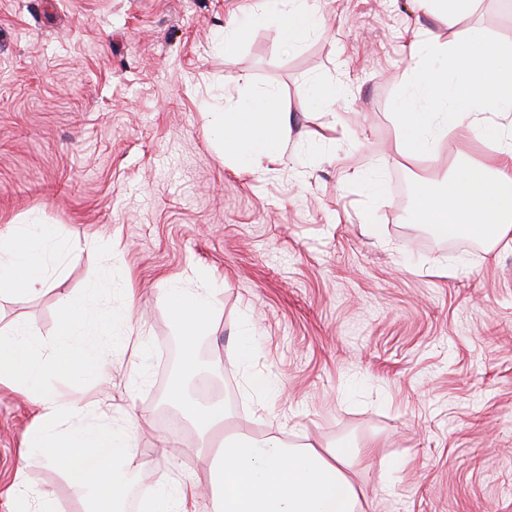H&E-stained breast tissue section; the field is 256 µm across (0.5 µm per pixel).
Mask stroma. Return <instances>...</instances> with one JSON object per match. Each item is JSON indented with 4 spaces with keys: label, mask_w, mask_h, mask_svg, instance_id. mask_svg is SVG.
Returning a JSON list of instances; mask_svg holds the SVG:
<instances>
[{
    "label": "stroma",
    "mask_w": 512,
    "mask_h": 512,
    "mask_svg": "<svg viewBox=\"0 0 512 512\" xmlns=\"http://www.w3.org/2000/svg\"><path fill=\"white\" fill-rule=\"evenodd\" d=\"M248 2L0 0V225L34 220L81 245L55 290L0 297V328L24 322L50 344L64 294L117 268L118 312L134 288L133 321L115 328L131 357L144 334L153 361L133 384L112 373V421L133 417L145 473L123 512L205 467L166 402L177 329L160 300L200 272L216 293L198 355L221 372L189 394L223 399L225 432L374 446L350 471L364 512H512V241L463 249L413 217L420 178L461 154L496 162L478 142L407 157L396 123L414 33L512 39V8L467 0L450 28L414 0H321L324 33L291 47L276 20L248 25ZM230 20L246 29L228 43ZM266 93L289 117L288 159L236 170L211 115ZM452 259L459 272L437 275ZM253 375L267 385L251 393ZM35 414L0 386V512L22 460L61 512H83V488L22 452Z\"/></svg>",
    "instance_id": "1"
}]
</instances>
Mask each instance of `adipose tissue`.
I'll return each instance as SVG.
<instances>
[{
  "label": "adipose tissue",
  "instance_id": "adipose-tissue-1",
  "mask_svg": "<svg viewBox=\"0 0 512 512\" xmlns=\"http://www.w3.org/2000/svg\"><path fill=\"white\" fill-rule=\"evenodd\" d=\"M316 0H252L253 21L277 13L291 42L317 30ZM399 136L412 157H433L447 141L490 140L498 155L495 171L469 160L440 180L422 181L417 219L443 237L501 240L512 233V40L473 34L443 41L423 31L398 102ZM491 113L501 123L481 129L479 117ZM224 155L244 169L284 160L288 119L273 97L260 104L215 115ZM61 243L39 225L0 228V296H38L55 282L54 257ZM194 288H167L163 302L184 345L186 375L195 374V342L212 318L206 276ZM107 289L92 286L81 296L62 299L64 317L53 345L26 323L0 328V384L32 400L37 415L25 445L45 451L47 462L91 492L93 512H117L138 482L142 465L134 451L131 425L113 424L112 400L97 394L69 393L52 376L63 357H75L104 379H111L115 354L127 340L116 334L111 317L93 309ZM185 375V377H186ZM185 377L172 378L166 400L180 408L204 435L223 428V401L192 404ZM360 456L345 445L319 450L288 447L276 436L240 432L225 438L218 458V512H361L362 489L347 468ZM195 483L177 481L157 487L151 512H196ZM9 512H59L53 494L35 490L24 469H17Z\"/></svg>",
  "mask_w": 512,
  "mask_h": 512
}]
</instances>
